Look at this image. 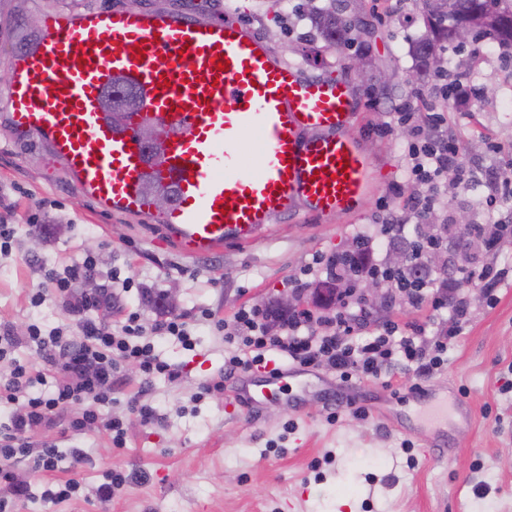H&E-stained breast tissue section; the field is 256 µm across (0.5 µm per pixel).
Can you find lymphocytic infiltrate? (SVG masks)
<instances>
[{
    "label": "lymphocytic infiltrate",
    "instance_id": "f902f5d3",
    "mask_svg": "<svg viewBox=\"0 0 512 512\" xmlns=\"http://www.w3.org/2000/svg\"><path fill=\"white\" fill-rule=\"evenodd\" d=\"M407 157L416 180L426 188L425 194L411 200L420 216L431 212L441 178L452 168L460 172L461 184L482 181L487 188L479 203L477 220L465 227L466 235L482 237L492 246L504 234H512V223L499 216L502 204L512 199V180L466 166L457 137L443 133L438 121H431L425 127L415 125L413 137L407 143ZM403 231L400 218H389L380 225L377 236L356 235L347 263H339L332 256L324 259L323 286L335 308L334 315L317 316L311 310L294 308L277 314L260 306L241 309L235 317L237 344L224 361L226 373L244 372L260 365L270 352L303 367L326 363L345 382L355 377L381 379L398 351L407 363L414 365L418 375L428 376L442 368L449 344L456 340L469 316L463 285H481L491 293L503 282L504 274L493 265L473 267L459 283L427 274L430 254L441 247L437 235L417 237L404 266H385L375 256V238L392 244L401 238ZM96 266L93 256L83 254L64 270H45L41 288L30 297L35 307L47 296L59 298L74 318L78 335H70L62 327L46 331L32 323L26 335L17 336L10 325L0 324V363L9 364L7 371H0V512H5L8 503L28 494L26 484L16 480L10 471L15 460L32 458L34 465L44 471L55 470L58 465L57 448L51 445L33 448L30 437L39 428L67 412L71 415L72 430L100 426L109 432L114 447H125L127 431L123 421L104 414L114 402L112 394L122 381L125 364L138 365L141 384L145 387L156 375L172 380L179 376L178 370L156 355L152 343L146 339L140 312L125 310L120 325L115 328L97 321L96 313L108 304L110 293L89 295L77 288L80 280L93 275ZM368 279L387 282L405 292L415 306L428 303L437 310L451 308L452 325L441 330L428 346L421 339V325L410 324L408 334L404 335L399 325L390 321L383 333L361 346H352V338L367 321L365 314L357 310L362 298L356 295L355 289ZM272 315L281 324L280 334L267 331L266 321ZM319 325L324 326V333H316ZM23 345L37 349L41 369L15 358V351Z\"/></svg>",
    "mask_w": 512,
    "mask_h": 512
}]
</instances>
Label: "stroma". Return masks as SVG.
I'll return each instance as SVG.
<instances>
[{
    "label": "stroma",
    "instance_id": "35a3bbf8",
    "mask_svg": "<svg viewBox=\"0 0 512 512\" xmlns=\"http://www.w3.org/2000/svg\"><path fill=\"white\" fill-rule=\"evenodd\" d=\"M301 0H167V12L207 20H229L250 28L283 62L299 66L304 76L330 78L347 73L358 105L353 128L371 162V191L347 213L315 216L304 208L273 221L247 244L227 246L188 258L159 226L157 219L109 210L83 196L61 160L39 139L18 138L0 111V222L18 225L9 255H0V323L24 335L29 323L53 328L71 324L54 298L32 307L28 295L39 288L44 269H63L77 252L98 262L99 290H112L110 271L140 282L137 290L117 292L111 307L98 311L105 323L118 310L140 311L145 326L167 316H181L195 336L193 350L157 335V353L179 367L177 379L156 378L144 400L159 413L144 425L129 414L131 391L140 372H126L112 416L124 419L125 447H113L108 433L93 427L73 433L66 423L39 430L35 446L59 448L56 471L40 473L30 458L17 459L13 475L30 494L7 512H512V285L487 297L481 287L465 289L470 317L448 349L441 370L427 378L403 361L390 368L400 382L390 390L372 381H353V406L328 405L310 398L302 409L287 411L285 402L264 404L258 416L225 413V396L205 394L203 383L222 376L227 345L223 330L200 322L201 311L234 326L241 308L257 304L312 308V289L325 279L313 267L314 255L349 251L358 232L375 228L392 215L406 225V239L422 227L409 207L421 191L405 157L407 128L393 118L397 105L413 91L408 80L417 63L411 45L426 32L420 0H346L347 12H359L358 39L332 47L296 13ZM156 0H0V83L6 63L22 46L23 16L38 18L89 9L157 11ZM373 62L366 79L351 68L353 57ZM441 67L467 73L480 94L469 102L457 96L427 97L416 113L419 122L442 114L458 135L464 160L493 171L512 163V60H504L496 42L482 54L447 46ZM484 185L440 188L429 218L447 225L443 274L494 264L512 271V236L494 250H464L460 215H473ZM30 224L47 225L34 236ZM451 313L415 307L387 295L374 305L361 336L379 332L384 319L423 324L426 338L447 327ZM455 391L472 408L471 425L451 428L448 457L431 460L424 448L429 427L413 432L398 427L401 414H414L412 385ZM336 421H329V414ZM411 442L412 453L403 452ZM84 449L90 461L71 471L69 449ZM131 479L110 500L95 495L60 503L44 499L48 485L78 476L94 487L109 469ZM486 482V496L473 487Z\"/></svg>",
    "mask_w": 512,
    "mask_h": 512
}]
</instances>
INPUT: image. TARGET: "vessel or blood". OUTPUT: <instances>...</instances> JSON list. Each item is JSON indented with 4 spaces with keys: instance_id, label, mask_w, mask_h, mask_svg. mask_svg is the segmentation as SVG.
Wrapping results in <instances>:
<instances>
[{
    "instance_id": "vessel-or-blood-1",
    "label": "vessel or blood",
    "mask_w": 512,
    "mask_h": 512,
    "mask_svg": "<svg viewBox=\"0 0 512 512\" xmlns=\"http://www.w3.org/2000/svg\"><path fill=\"white\" fill-rule=\"evenodd\" d=\"M7 69L0 104L14 131L45 142L81 194L108 209L149 214L142 191L149 167L136 126H156L169 156L156 177L176 193L160 221L185 257L249 242L296 204L332 215L368 192L371 163L352 132L357 105L347 75L303 77L241 25L112 9L49 15L38 41ZM116 74L142 97L121 129L101 108ZM248 133L261 145L251 168L242 154ZM298 376L269 361L239 375L233 403L254 411L282 399L301 408L309 385ZM452 408L470 420L463 404L433 405L438 435L426 456L448 455Z\"/></svg>"
}]
</instances>
